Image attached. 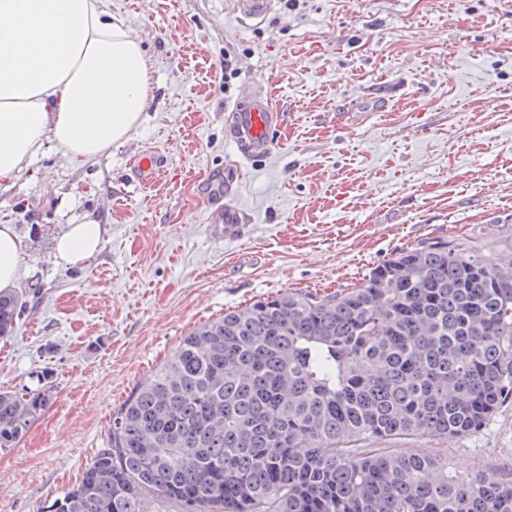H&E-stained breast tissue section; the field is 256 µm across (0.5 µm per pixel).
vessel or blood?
Masks as SVG:
<instances>
[{"label": "vessel or blood", "mask_w": 512, "mask_h": 512, "mask_svg": "<svg viewBox=\"0 0 512 512\" xmlns=\"http://www.w3.org/2000/svg\"><path fill=\"white\" fill-rule=\"evenodd\" d=\"M271 6L272 0H234V11L242 23L258 19ZM280 122L279 112L267 100L255 98L237 107L230 120V133L242 159L253 161L265 155ZM166 172V167L156 155L146 154L136 161L135 174L139 182L153 181Z\"/></svg>", "instance_id": "1"}]
</instances>
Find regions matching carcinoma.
<instances>
[{"label":"carcinoma","instance_id":"carcinoma-1","mask_svg":"<svg viewBox=\"0 0 512 512\" xmlns=\"http://www.w3.org/2000/svg\"><path fill=\"white\" fill-rule=\"evenodd\" d=\"M24 307L0 293V337ZM38 382L0 392V448L47 408ZM511 398L512 261L425 243L353 288L264 297L182 337L43 512H512L494 474L358 447L465 436Z\"/></svg>","mask_w":512,"mask_h":512}]
</instances>
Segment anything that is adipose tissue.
<instances>
[{
	"label": "adipose tissue",
	"mask_w": 512,
	"mask_h": 512,
	"mask_svg": "<svg viewBox=\"0 0 512 512\" xmlns=\"http://www.w3.org/2000/svg\"><path fill=\"white\" fill-rule=\"evenodd\" d=\"M149 61L101 0H0V184L48 145L87 163L129 139L146 107ZM103 227L70 224L54 256L81 264ZM26 244L0 224V292L15 288Z\"/></svg>",
	"instance_id": "obj_1"
}]
</instances>
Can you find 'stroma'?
I'll use <instances>...</instances> for the list:
<instances>
[{
  "label": "stroma",
  "mask_w": 512,
  "mask_h": 512,
  "mask_svg": "<svg viewBox=\"0 0 512 512\" xmlns=\"http://www.w3.org/2000/svg\"><path fill=\"white\" fill-rule=\"evenodd\" d=\"M102 2L143 45L152 90L109 153L75 165L52 148L0 187V224L26 240L0 391L52 374L51 405L0 449V512H40L77 483L133 387L226 310L334 293L425 241L512 259V0H276L244 24L232 0ZM251 96L282 125L241 166L228 117ZM149 153L172 174L142 185L132 163ZM228 201L243 222L219 238ZM68 224L104 228L77 267L54 256ZM381 446L510 480L512 401L464 437Z\"/></svg>",
  "instance_id": "1"
}]
</instances>
